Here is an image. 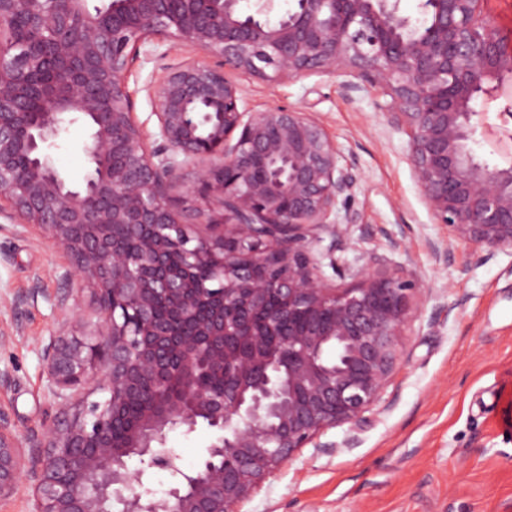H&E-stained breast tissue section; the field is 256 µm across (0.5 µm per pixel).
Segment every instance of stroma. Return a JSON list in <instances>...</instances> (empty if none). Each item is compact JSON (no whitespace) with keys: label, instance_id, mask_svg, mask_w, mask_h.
Here are the masks:
<instances>
[{"label":"stroma","instance_id":"obj_1","mask_svg":"<svg viewBox=\"0 0 512 512\" xmlns=\"http://www.w3.org/2000/svg\"><path fill=\"white\" fill-rule=\"evenodd\" d=\"M151 59L127 76L138 121L157 131L149 89L167 68L203 60L171 42L151 45ZM250 111L290 107L322 124L358 181L339 214L354 215L350 248L320 272L340 287L378 261L388 272L424 283L420 311L382 400L355 430L321 435L272 473L243 512H512V253L486 257L454 243L447 260L431 246L448 228L426 207L410 161V138L380 110L387 96L369 85L345 89L346 76L305 73L236 78ZM83 124L54 150L57 168L79 178L85 167ZM70 261L24 224L0 219V411L18 436L52 420L57 405L41 360L61 321L56 300L91 308L88 285L70 278ZM355 434L356 447L335 451ZM210 439L206 427L170 432L176 466L194 468Z\"/></svg>","mask_w":512,"mask_h":512}]
</instances>
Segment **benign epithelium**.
Segmentation results:
<instances>
[{"label":"benign epithelium","instance_id":"obj_1","mask_svg":"<svg viewBox=\"0 0 512 512\" xmlns=\"http://www.w3.org/2000/svg\"><path fill=\"white\" fill-rule=\"evenodd\" d=\"M87 2L0 0V215L72 259L98 317L93 335L43 348L63 420L20 438L0 416V500L25 481L34 512H241L316 437L381 400L423 284L370 265L348 287L318 275L321 232L326 252L347 245L336 205L353 164L303 112L247 111L231 75L340 72L350 91L382 88L428 210L490 258L512 251V164L478 159L474 103L512 96V42L485 0H420L416 22L397 0H292L275 22L276 0ZM160 39L218 64L185 61L151 88V139L126 75ZM79 119L88 166L73 187L50 150ZM186 169L220 193L221 220L173 205L174 188L193 191ZM89 383L103 400L71 402ZM200 423L212 437L180 469L167 433ZM151 469L170 472L163 497Z\"/></svg>","mask_w":512,"mask_h":512}]
</instances>
